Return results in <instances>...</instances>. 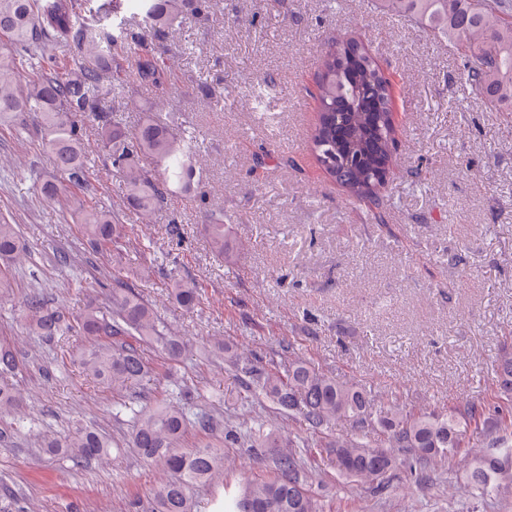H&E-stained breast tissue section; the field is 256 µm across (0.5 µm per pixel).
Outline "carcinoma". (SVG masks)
Segmentation results:
<instances>
[{"mask_svg": "<svg viewBox=\"0 0 512 512\" xmlns=\"http://www.w3.org/2000/svg\"><path fill=\"white\" fill-rule=\"evenodd\" d=\"M384 9L397 16H411L433 34L448 39L462 60L461 86L494 107L512 112V21L505 20L493 0H382ZM217 0H142L136 26L123 21L107 23L110 3L96 0H0V36L10 48L0 52V120L26 114L42 133L59 171L58 181L37 185L41 197L58 200L89 182L83 125L96 126L107 159L119 171L131 205L144 212L155 209L178 192H187L193 167L200 155L196 132L149 119L128 132L114 123L104 106L106 80L133 66L140 86H158L168 80L154 42L185 15L209 22ZM48 43L76 49L59 65L48 55L34 77L17 82L16 57L38 52ZM393 84L363 40L338 35L322 59L317 82L320 103L310 144L329 176L342 186L351 201L365 206L371 223L381 220L378 194L371 189L374 170L393 168L396 146L391 125ZM211 251L224 257V206L217 204L204 214ZM79 232L95 252L107 250L127 236V226L117 224L112 213L95 202L74 212ZM27 255L18 225L0 222V297L11 288L10 267ZM174 299L194 307L200 284L169 277ZM112 310L86 306L72 319L49 310L37 296L27 300L26 319L33 334L45 340L76 333L89 336L92 344L82 359L87 376L108 390H122L140 382L150 367L139 349L118 340L136 336L157 343L164 356L179 362L192 353L191 344L171 336L160 326L135 288L115 278L110 289ZM210 353L224 359L248 377L254 390L281 409L302 416L306 430L320 433L346 420L356 435L329 442L316 450L337 472L364 477L385 475L397 465L393 448L412 455L415 482L430 481L429 472L448 457L466 435L452 414L411 416L386 404L375 406L360 386L339 382L295 358L283 370L271 369L252 356L234 352L222 342ZM18 371L14 347L0 339V414L13 418L16 429L27 428L20 416L21 399L8 377ZM497 385L512 396V350L502 353L497 364ZM116 416L130 417L128 447L145 463L158 462L175 478L152 492L151 512H193V489L220 479L224 474V449H180L181 440L194 425L201 430L215 426L213 416L189 414L175 404L117 402ZM379 428L388 434L389 447L370 442ZM256 447L270 449L276 476L248 483L241 494L224 505V512H324L312 490L311 476L302 465L294 441L273 431H254ZM38 447L61 454L76 467H85L105 456L112 447L104 433L77 426L63 437L39 433ZM496 455L477 458L467 472V486L482 495L512 494V447L496 440Z\"/></svg>", "mask_w": 512, "mask_h": 512, "instance_id": "cac0c4a2", "label": "carcinoma"}]
</instances>
